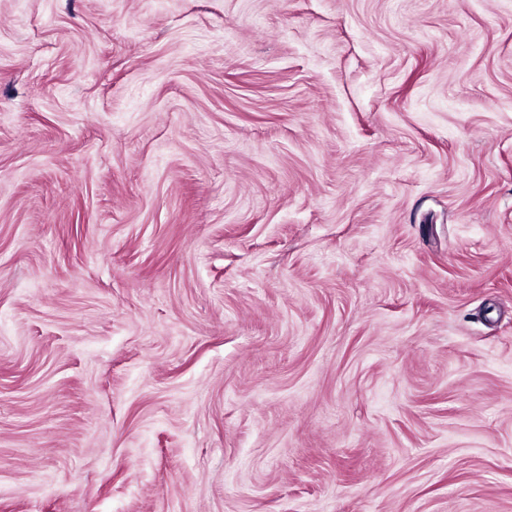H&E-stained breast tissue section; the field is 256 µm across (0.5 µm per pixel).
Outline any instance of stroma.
I'll use <instances>...</instances> for the list:
<instances>
[{
  "mask_svg": "<svg viewBox=\"0 0 512 512\" xmlns=\"http://www.w3.org/2000/svg\"><path fill=\"white\" fill-rule=\"evenodd\" d=\"M0 512H512V0H0Z\"/></svg>",
  "mask_w": 512,
  "mask_h": 512,
  "instance_id": "35a3bbf8",
  "label": "stroma"
}]
</instances>
